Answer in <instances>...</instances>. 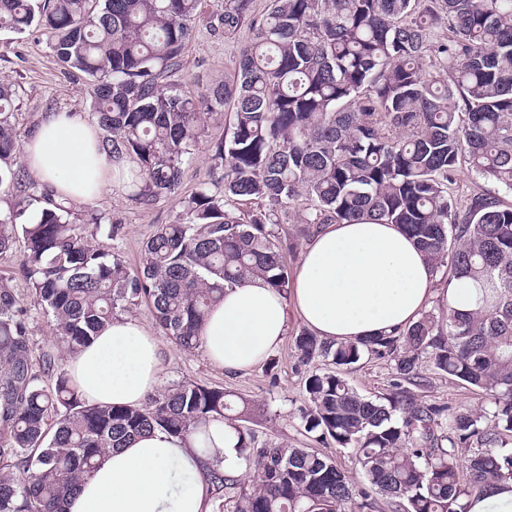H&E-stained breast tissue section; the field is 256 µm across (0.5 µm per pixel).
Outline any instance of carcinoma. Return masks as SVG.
Here are the masks:
<instances>
[{"label": "carcinoma", "instance_id": "obj_1", "mask_svg": "<svg viewBox=\"0 0 512 512\" xmlns=\"http://www.w3.org/2000/svg\"><path fill=\"white\" fill-rule=\"evenodd\" d=\"M199 0H0V28L33 24L53 37L57 62L81 73L104 132L102 148L128 159L119 180L151 206L177 193L204 112L231 107L230 137L212 149L224 195L203 188L182 218L143 241L127 267L110 241L120 225L26 179L13 84L0 82V255L22 236L28 293L0 280V512H65L109 448L156 430L205 444L229 423L251 484L205 463L212 512H466L464 500L512 479V204L484 191L455 193L458 172L512 192V0H224L229 38L244 26L232 80L195 98L169 78L194 34ZM240 201L252 211L231 210ZM298 207L302 234L322 224H396L449 285L470 280L475 308L438 304L396 335L361 342L296 334L299 362L336 370L305 377L304 430L352 446L357 488L329 456L258 440L236 424L233 393L182 381L136 406L88 401L49 352L36 354L30 311L52 318L68 354L141 303L176 347H201L199 329L227 288L263 278L288 296L274 211ZM34 204L39 217L18 220ZM393 364L389 393L361 395L343 376L364 357ZM481 390L488 406L418 402L425 366Z\"/></svg>", "mask_w": 512, "mask_h": 512}]
</instances>
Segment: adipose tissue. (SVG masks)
<instances>
[{
    "mask_svg": "<svg viewBox=\"0 0 512 512\" xmlns=\"http://www.w3.org/2000/svg\"><path fill=\"white\" fill-rule=\"evenodd\" d=\"M32 175L56 200L85 204L118 187L121 159L99 149L95 124L82 112H52L23 144ZM470 282L440 285L424 255L393 224H325L305 244L287 294L254 278L226 289L202 329L207 358L228 373L251 369L282 343L287 314L320 338L356 341L407 328L440 301L473 308ZM165 361L160 341L120 316L68 361L81 394L99 404L134 405L153 392ZM68 512H210L194 440L161 431L108 451Z\"/></svg>",
    "mask_w": 512,
    "mask_h": 512,
    "instance_id": "obj_1",
    "label": "adipose tissue"
}]
</instances>
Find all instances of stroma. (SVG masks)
Listing matches in <instances>:
<instances>
[{
	"mask_svg": "<svg viewBox=\"0 0 512 512\" xmlns=\"http://www.w3.org/2000/svg\"><path fill=\"white\" fill-rule=\"evenodd\" d=\"M223 5L224 0H200L195 35L180 55V68L175 76L176 83L187 93L209 91L233 76L238 51L251 37L245 28L230 39L218 33ZM1 79L15 85L12 110L21 133L34 129L47 112L91 110L85 78L63 72L50 48V37L40 26H32L22 34L0 32ZM231 120V110L227 107L205 116L194 158L184 169L177 195L159 199L149 207L137 204L126 191L105 192L91 201V208L101 213L106 222L120 225L121 233L112 245L129 268L138 267L142 242L156 225L178 220L182 197L210 181L212 147L229 136ZM300 328L296 317H289L287 333L273 353L274 369L261 364L239 374L224 373L210 363L203 350L186 353L174 344H166L167 358L159 383L164 386L191 380L231 391L249 406L245 425L260 439L317 450L334 459L349 480L361 482L362 471L355 448H343L331 440L315 441L300 426L298 410L306 401L304 379L308 369L299 365L294 346ZM391 376L389 362L367 358L346 373L347 380L360 394L373 399L387 394ZM425 376V385L415 390L419 402H436L456 410L475 409L486 403L484 394L466 383L430 369Z\"/></svg>",
	"mask_w": 512,
	"mask_h": 512,
	"instance_id": "1",
	"label": "stroma"
}]
</instances>
